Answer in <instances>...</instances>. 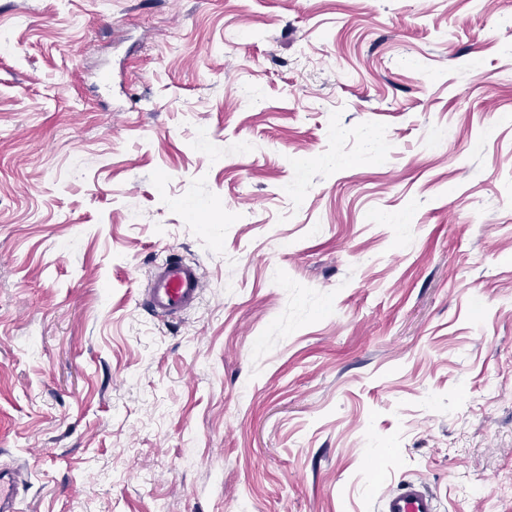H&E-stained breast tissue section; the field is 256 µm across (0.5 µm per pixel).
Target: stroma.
I'll return each instance as SVG.
<instances>
[{
  "label": "stroma",
  "instance_id": "stroma-1",
  "mask_svg": "<svg viewBox=\"0 0 512 512\" xmlns=\"http://www.w3.org/2000/svg\"><path fill=\"white\" fill-rule=\"evenodd\" d=\"M173 252L204 292L166 320ZM19 465L21 512H379L418 479L512 512V0H0ZM203 295V278L196 263L168 258L150 273L143 305L159 317H175L193 308Z\"/></svg>",
  "mask_w": 512,
  "mask_h": 512
}]
</instances>
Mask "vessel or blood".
Returning <instances> with one entry per match:
<instances>
[{
  "label": "vessel or blood",
  "instance_id": "obj_1",
  "mask_svg": "<svg viewBox=\"0 0 512 512\" xmlns=\"http://www.w3.org/2000/svg\"><path fill=\"white\" fill-rule=\"evenodd\" d=\"M203 295V278L196 263L177 258L154 266L145 290V307L160 317H175L193 308ZM19 488L14 471H0V512H18ZM381 512H436L423 483L408 481L382 499Z\"/></svg>",
  "mask_w": 512,
  "mask_h": 512
}]
</instances>
